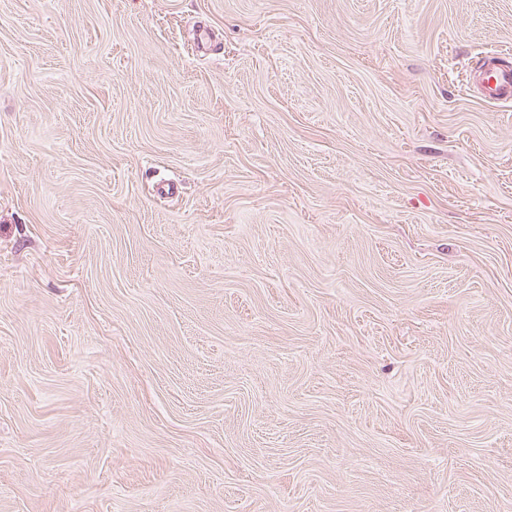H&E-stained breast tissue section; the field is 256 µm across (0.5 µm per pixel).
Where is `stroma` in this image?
Wrapping results in <instances>:
<instances>
[{"label": "stroma", "instance_id": "35a3bbf8", "mask_svg": "<svg viewBox=\"0 0 512 512\" xmlns=\"http://www.w3.org/2000/svg\"><path fill=\"white\" fill-rule=\"evenodd\" d=\"M488 57L512 0H0V512H512Z\"/></svg>", "mask_w": 512, "mask_h": 512}]
</instances>
